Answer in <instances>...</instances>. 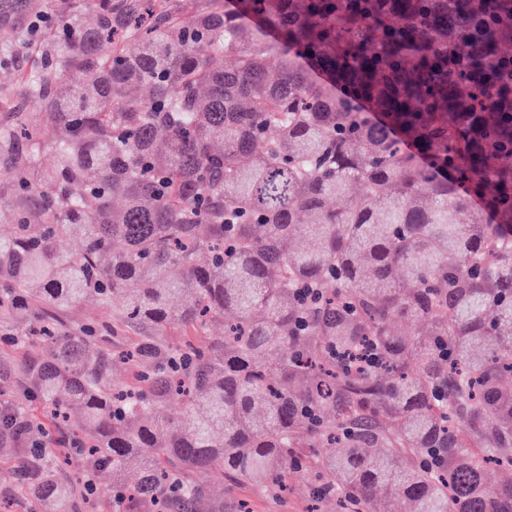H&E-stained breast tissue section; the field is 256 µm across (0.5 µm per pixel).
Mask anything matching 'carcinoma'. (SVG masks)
<instances>
[{"label":"carcinoma","mask_w":512,"mask_h":512,"mask_svg":"<svg viewBox=\"0 0 512 512\" xmlns=\"http://www.w3.org/2000/svg\"><path fill=\"white\" fill-rule=\"evenodd\" d=\"M207 2L46 0L70 51L0 124L15 492L250 512L212 481L292 473L336 512H512V82L476 78L512 0ZM84 302L112 318L60 327Z\"/></svg>","instance_id":"carcinoma-1"}]
</instances>
